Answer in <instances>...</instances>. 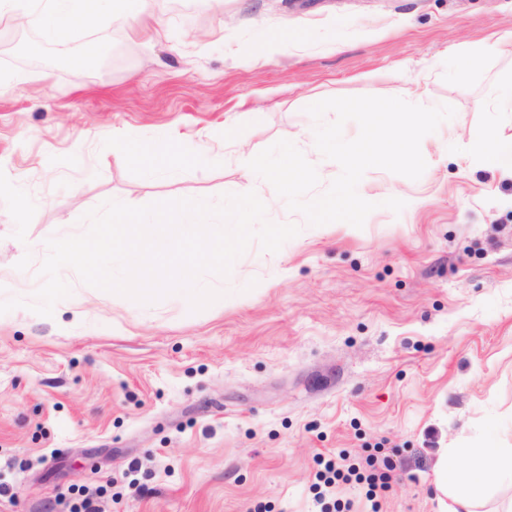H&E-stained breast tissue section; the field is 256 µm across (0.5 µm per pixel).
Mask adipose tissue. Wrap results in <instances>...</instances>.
I'll list each match as a JSON object with an SVG mask.
<instances>
[{"label": "adipose tissue", "mask_w": 512, "mask_h": 512, "mask_svg": "<svg viewBox=\"0 0 512 512\" xmlns=\"http://www.w3.org/2000/svg\"><path fill=\"white\" fill-rule=\"evenodd\" d=\"M30 0H0V11L14 12L21 20L42 30L52 41H66L77 29L93 26L103 14L125 15L134 0H42L41 9L29 6ZM469 466L460 469L454 457L441 454L435 468V482L441 492L451 494L467 512L484 500L487 477L496 474L512 481V448L481 443L467 451Z\"/></svg>", "instance_id": "obj_1"}]
</instances>
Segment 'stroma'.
Instances as JSON below:
<instances>
[{"mask_svg":"<svg viewBox=\"0 0 512 512\" xmlns=\"http://www.w3.org/2000/svg\"><path fill=\"white\" fill-rule=\"evenodd\" d=\"M165 35L105 16L76 68L32 52L57 43L0 13V512H439L444 449L512 448V175L475 161L487 131L512 139V0H154ZM288 32L275 53L271 37ZM481 66L452 75L456 58ZM400 97L448 105L419 179L369 169L363 227L300 225L278 252L251 244L221 299L141 304L85 284L53 316L28 309L52 237L83 233L108 200L134 206L239 192L247 161L279 140L314 164L312 102ZM182 159L148 172L132 147ZM405 201L401 213L385 199ZM388 458L390 487L319 493L322 458ZM137 471H130V464Z\"/></svg>","mask_w":512,"mask_h":512,"instance_id":"stroma-1","label":"stroma"}]
</instances>
